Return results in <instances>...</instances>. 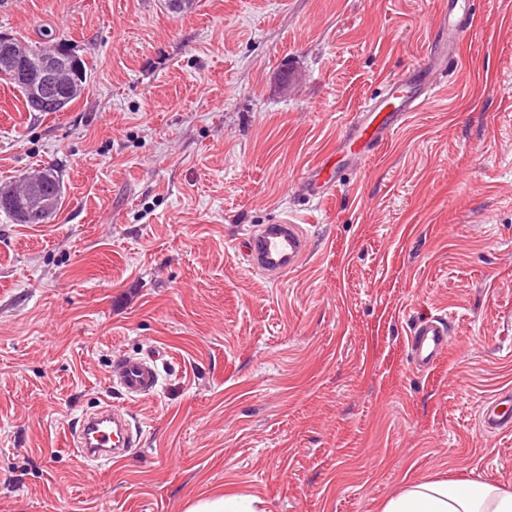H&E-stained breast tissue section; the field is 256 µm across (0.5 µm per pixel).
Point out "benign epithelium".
Wrapping results in <instances>:
<instances>
[{
  "label": "benign epithelium",
  "mask_w": 512,
  "mask_h": 512,
  "mask_svg": "<svg viewBox=\"0 0 512 512\" xmlns=\"http://www.w3.org/2000/svg\"><path fill=\"white\" fill-rule=\"evenodd\" d=\"M0 64L12 70L15 78L28 87L32 108L37 112L54 106L55 100L48 94L61 77L78 72L76 58L62 41L42 46L37 59L31 62L19 56L16 46L4 38L0 40ZM46 177L43 171L27 180V191L15 207L21 221L29 223L52 214L55 201L42 192Z\"/></svg>",
  "instance_id": "obj_1"
}]
</instances>
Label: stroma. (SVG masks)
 Returning <instances> with one entry per match:
<instances>
[{"mask_svg":"<svg viewBox=\"0 0 512 512\" xmlns=\"http://www.w3.org/2000/svg\"><path fill=\"white\" fill-rule=\"evenodd\" d=\"M448 0H0V35L92 68L65 112L0 82V184L50 166L46 224L0 212V512H381L407 484L512 490V0H475L460 62L376 153L336 143L385 82L426 66ZM339 168L324 198L305 180ZM303 225L271 280L240 243ZM454 314L414 368L421 317ZM153 355L131 400L114 361ZM137 441L108 468L64 431L103 402ZM451 320L446 317H427L418 320L411 328L410 356L414 366L427 371L448 349ZM485 427L494 430L512 429V391L485 405L481 413ZM185 512H254L250 505L237 495L213 493L201 496L190 503Z\"/></svg>","mask_w":512,"mask_h":512,"instance_id":"stroma-1","label":"stroma"}]
</instances>
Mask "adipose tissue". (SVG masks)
<instances>
[{
  "instance_id": "obj_1",
  "label": "adipose tissue",
  "mask_w": 512,
  "mask_h": 512,
  "mask_svg": "<svg viewBox=\"0 0 512 512\" xmlns=\"http://www.w3.org/2000/svg\"><path fill=\"white\" fill-rule=\"evenodd\" d=\"M382 512H512V491L476 481L429 479L407 484Z\"/></svg>"
}]
</instances>
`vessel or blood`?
Listing matches in <instances>:
<instances>
[{"label":"vessel or blood","mask_w":512,"mask_h":512,"mask_svg":"<svg viewBox=\"0 0 512 512\" xmlns=\"http://www.w3.org/2000/svg\"><path fill=\"white\" fill-rule=\"evenodd\" d=\"M473 19L471 0H448V13L444 17L446 35L439 42L430 68L409 69L388 80L383 95L364 106V122L351 129L340 143L342 153L350 162L370 156L408 113L424 104L433 89L430 69L440 68L459 54ZM243 248L255 269L276 279L303 262L308 254V237L298 224H263L250 232ZM450 328V321L442 316L423 318L413 325L409 346L417 369L425 371L436 365L448 348ZM109 379L130 399L148 396L159 382L152 359L142 356L120 360L111 369ZM481 420L487 428L511 430L512 392L486 404ZM66 438L84 461L96 467L125 458L133 445L127 414L109 404L83 415L78 427L68 430Z\"/></svg>","instance_id":"obj_1"}]
</instances>
